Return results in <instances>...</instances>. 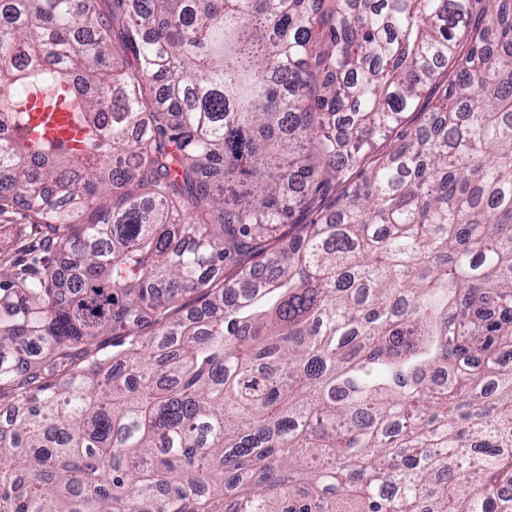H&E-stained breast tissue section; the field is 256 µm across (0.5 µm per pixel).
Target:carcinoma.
<instances>
[{
    "instance_id": "cac0c4a2",
    "label": "carcinoma",
    "mask_w": 512,
    "mask_h": 512,
    "mask_svg": "<svg viewBox=\"0 0 512 512\" xmlns=\"http://www.w3.org/2000/svg\"><path fill=\"white\" fill-rule=\"evenodd\" d=\"M8 197L0 512H512V0H0ZM51 107H54L56 112H48L54 113L49 123L46 122L49 114H47V117L42 120L41 118L45 112H32V119L30 122L31 128L40 127L43 133L49 137H73L75 135V131L72 127V124L66 123L69 120V114L63 101L60 99L56 101V103H54V105ZM53 257L43 247L42 230L11 198L1 201L0 265L18 276L44 273Z\"/></svg>"
}]
</instances>
